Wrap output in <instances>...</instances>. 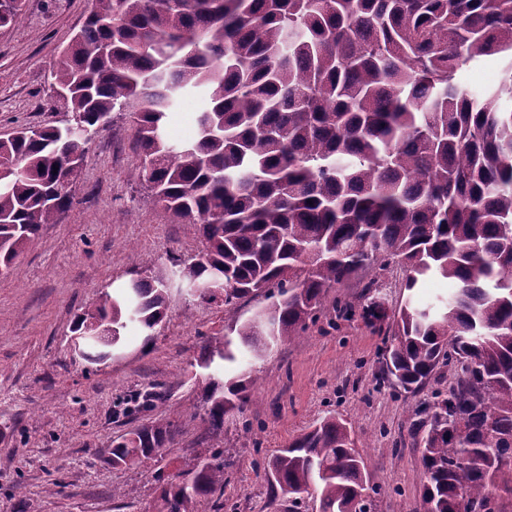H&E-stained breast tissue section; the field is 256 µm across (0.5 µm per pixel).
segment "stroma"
Wrapping results in <instances>:
<instances>
[{
	"mask_svg": "<svg viewBox=\"0 0 512 512\" xmlns=\"http://www.w3.org/2000/svg\"><path fill=\"white\" fill-rule=\"evenodd\" d=\"M90 9L91 0H25L21 20L0 27V138L20 125L67 122L52 71ZM134 128L132 112L112 114L88 145L71 209L44 225L12 272L0 275V512H156V471L177 474L212 448L223 449L228 462L224 506L208 504L205 512H289L288 497L272 494L263 460L332 415L347 420L371 483L382 488L375 512H421L425 472L404 423L420 399L447 392L453 377L437 370L417 396L378 385L391 332L365 311L375 301L390 312L408 296L429 299L448 290L445 280L411 294L393 265L331 289L306 336L269 342L247 367L259 386L217 438L199 418L202 397L192 381L200 348L231 319L253 317L264 297L241 298L228 310L222 299L173 288L154 335L127 329L102 362L72 350L77 315L102 291L164 275L173 258L201 249L192 229L171 222L130 179L139 162ZM338 299L352 316L337 317ZM158 383L171 390L154 415L177 425L173 442L160 462L113 467V439L138 425L123 401Z\"/></svg>",
	"mask_w": 512,
	"mask_h": 512,
	"instance_id": "stroma-1",
	"label": "stroma"
}]
</instances>
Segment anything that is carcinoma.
Here are the masks:
<instances>
[{
	"label": "carcinoma",
	"mask_w": 512,
	"mask_h": 512,
	"mask_svg": "<svg viewBox=\"0 0 512 512\" xmlns=\"http://www.w3.org/2000/svg\"><path fill=\"white\" fill-rule=\"evenodd\" d=\"M22 0H0V26ZM502 60L499 85L475 93L459 73ZM64 126L0 139V270L72 205L62 161L114 112L134 110V180L201 238L173 261L182 287L224 282V305L267 304L231 320L201 348V415L214 437L256 380L225 377L264 337L307 334L329 290L358 271L397 265L404 288L426 278L457 284L425 307L407 301L371 315L393 334L377 380L416 394L438 369L455 383L406 421L427 481L423 512H503L512 496V0H93L61 52ZM203 92L193 139L165 136L189 90ZM58 170H53V167ZM166 276L105 292L78 316L77 336L162 322ZM165 388L126 398L150 412ZM463 423L455 438L450 427ZM176 426L151 419L112 440L114 466L162 456ZM224 449L175 480L157 471L158 512H202L224 493ZM275 491L315 489L320 512H372L368 472L345 420L294 437L264 466Z\"/></svg>",
	"instance_id": "carcinoma-1"
}]
</instances>
